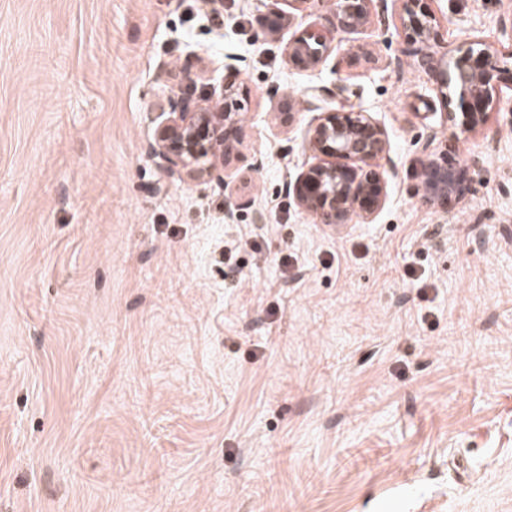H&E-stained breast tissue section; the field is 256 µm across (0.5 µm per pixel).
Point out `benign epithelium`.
<instances>
[{
  "label": "benign epithelium",
  "mask_w": 512,
  "mask_h": 512,
  "mask_svg": "<svg viewBox=\"0 0 512 512\" xmlns=\"http://www.w3.org/2000/svg\"><path fill=\"white\" fill-rule=\"evenodd\" d=\"M373 0H334L333 8L292 36L285 54L289 62L312 69L330 51L333 33L351 34L371 21ZM401 24L408 39L427 48L438 42L436 17L419 9L421 0H402ZM446 70L432 67L423 53L420 65L437 73V90L448 112L453 134L473 132L487 123L498 101L495 51L481 42L457 49ZM235 82L224 81V94L196 98L189 93L170 100L168 116L156 130L151 154L157 164L193 180L224 181V171L241 144L242 119L234 98ZM315 162L300 172L292 187L299 208L317 224L370 222L388 198V171L379 166L388 145L385 129L368 112L328 108L306 131ZM467 169L446 156L430 161L423 171L422 201L446 202L459 195Z\"/></svg>",
  "instance_id": "benign-epithelium-1"
}]
</instances>
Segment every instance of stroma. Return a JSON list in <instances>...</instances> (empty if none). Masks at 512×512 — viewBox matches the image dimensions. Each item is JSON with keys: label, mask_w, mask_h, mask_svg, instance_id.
Listing matches in <instances>:
<instances>
[{"label": "stroma", "mask_w": 512, "mask_h": 512, "mask_svg": "<svg viewBox=\"0 0 512 512\" xmlns=\"http://www.w3.org/2000/svg\"><path fill=\"white\" fill-rule=\"evenodd\" d=\"M423 4L498 52L456 139L400 0L306 70L272 0H0V512H512V0ZM164 67L235 75L230 185L155 164ZM311 86L388 133L371 223L288 193ZM444 154L469 190L422 205Z\"/></svg>", "instance_id": "35a3bbf8"}]
</instances>
